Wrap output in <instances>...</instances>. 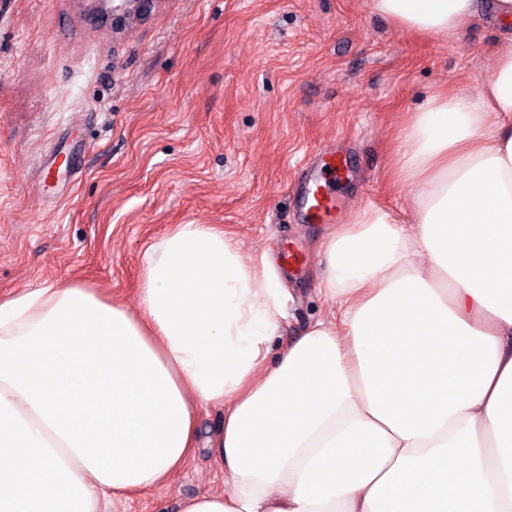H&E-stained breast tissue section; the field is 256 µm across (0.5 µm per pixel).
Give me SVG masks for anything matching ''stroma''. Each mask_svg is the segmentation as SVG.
I'll list each match as a JSON object with an SVG mask.
<instances>
[{
  "label": "stroma",
  "instance_id": "1",
  "mask_svg": "<svg viewBox=\"0 0 512 512\" xmlns=\"http://www.w3.org/2000/svg\"><path fill=\"white\" fill-rule=\"evenodd\" d=\"M489 0L452 39L418 40L371 0H154L121 29L93 0H0V296L78 283L140 310L145 250L181 224L224 229L283 271L284 336L329 312L318 247L331 226L292 197L325 144L355 157L336 222L383 208L416 221L393 184L396 127L439 87L478 94L512 23ZM75 144V176L54 142ZM50 162L38 181L41 162ZM224 482L199 452L134 512H179Z\"/></svg>",
  "mask_w": 512,
  "mask_h": 512
}]
</instances>
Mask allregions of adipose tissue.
Instances as JSON below:
<instances>
[{
	"label": "adipose tissue",
	"instance_id": "adipose-tissue-1",
	"mask_svg": "<svg viewBox=\"0 0 512 512\" xmlns=\"http://www.w3.org/2000/svg\"><path fill=\"white\" fill-rule=\"evenodd\" d=\"M371 7L449 38L478 2ZM396 140L415 227L368 207L331 233L336 313L288 342L279 276L208 224L146 250L140 314L62 282L0 298V512L161 489L209 407L224 490L180 512H512V50Z\"/></svg>",
	"mask_w": 512,
	"mask_h": 512
}]
</instances>
